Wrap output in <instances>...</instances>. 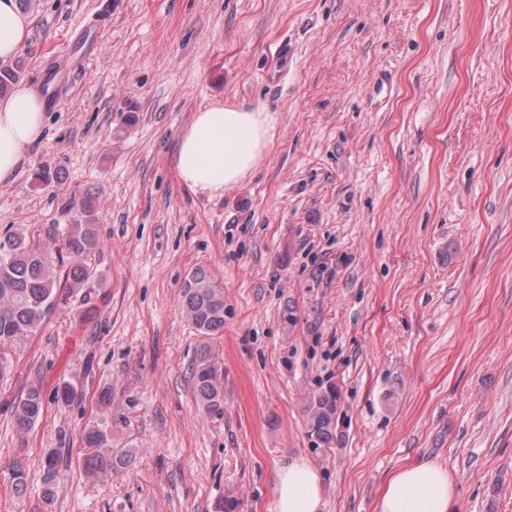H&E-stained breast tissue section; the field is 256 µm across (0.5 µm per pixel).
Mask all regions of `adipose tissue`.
Wrapping results in <instances>:
<instances>
[{"instance_id": "adipose-tissue-1", "label": "adipose tissue", "mask_w": 512, "mask_h": 512, "mask_svg": "<svg viewBox=\"0 0 512 512\" xmlns=\"http://www.w3.org/2000/svg\"><path fill=\"white\" fill-rule=\"evenodd\" d=\"M31 21L17 0H0V61L27 47ZM45 130L44 103L29 84L18 83L0 97V185L16 176L27 150ZM276 121L266 112L216 103L196 112L179 139L175 169L193 192L216 194L252 175L270 154ZM276 512H322L324 487L318 469L296 455L277 472ZM454 485L436 464L409 463L392 472L379 494L376 512H451Z\"/></svg>"}]
</instances>
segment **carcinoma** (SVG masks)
<instances>
[{"label":"carcinoma","mask_w":512,"mask_h":512,"mask_svg":"<svg viewBox=\"0 0 512 512\" xmlns=\"http://www.w3.org/2000/svg\"><path fill=\"white\" fill-rule=\"evenodd\" d=\"M100 246L90 215L71 225L62 250L68 267L60 271L51 254L30 243L24 230L8 231L0 239V378L12 361L6 352L16 339L33 332L44 320L60 289L79 290L93 277L84 257ZM182 310L204 337L192 358L190 379L202 408L218 412L224 402L223 369L211 339L224 330V291L204 268L194 269L182 288ZM41 389L34 385L14 404L19 432L29 431L43 412ZM338 394L316 391L307 406L308 433L315 444H327L336 436ZM84 472L95 481L110 478L127 464V456L112 451V433L99 423L83 437Z\"/></svg>","instance_id":"carcinoma-1"}]
</instances>
